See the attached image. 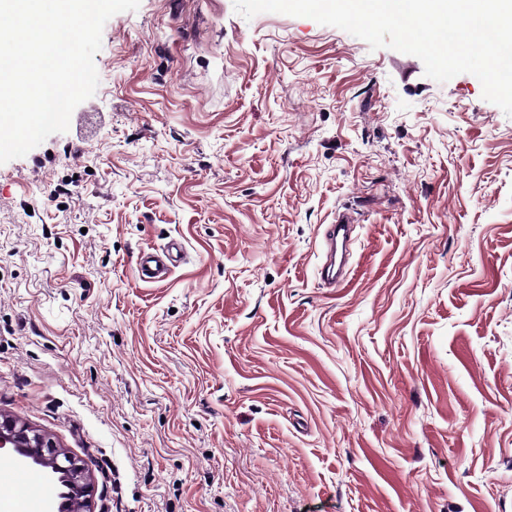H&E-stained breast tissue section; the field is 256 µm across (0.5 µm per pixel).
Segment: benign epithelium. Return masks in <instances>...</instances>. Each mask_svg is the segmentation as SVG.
Returning <instances> with one entry per match:
<instances>
[{
    "label": "benign epithelium",
    "mask_w": 512,
    "mask_h": 512,
    "mask_svg": "<svg viewBox=\"0 0 512 512\" xmlns=\"http://www.w3.org/2000/svg\"><path fill=\"white\" fill-rule=\"evenodd\" d=\"M9 448L21 460L50 470L67 488L57 512H91L92 481L74 457L49 437L0 414V451Z\"/></svg>",
    "instance_id": "benign-epithelium-1"
}]
</instances>
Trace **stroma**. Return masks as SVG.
Instances as JSON below:
<instances>
[{
    "instance_id": "stroma-1",
    "label": "stroma",
    "mask_w": 512,
    "mask_h": 512,
    "mask_svg": "<svg viewBox=\"0 0 512 512\" xmlns=\"http://www.w3.org/2000/svg\"><path fill=\"white\" fill-rule=\"evenodd\" d=\"M94 63L0 164V414L93 512H512V117L479 79L233 0H141ZM356 222L349 210H338L333 224H328L323 233V246L327 248V260L321 267L320 280L326 288H336L344 280V246L350 228L349 224ZM179 251V244L172 243L166 249L139 253L136 260V271L139 277L153 283L167 280L174 263L177 262ZM6 448H11L24 462L50 469L53 474L59 475V482L68 491L60 494L64 499L56 511L91 512V478L79 461L63 453L51 438L0 414V454Z\"/></svg>"
}]
</instances>
